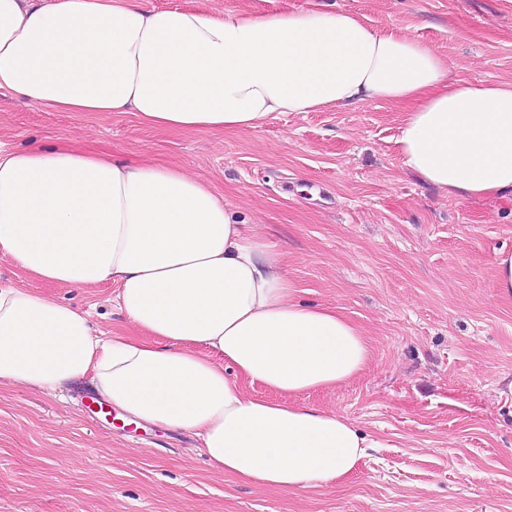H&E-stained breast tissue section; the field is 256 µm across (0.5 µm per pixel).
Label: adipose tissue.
<instances>
[{"label": "adipose tissue", "instance_id": "obj_1", "mask_svg": "<svg viewBox=\"0 0 512 512\" xmlns=\"http://www.w3.org/2000/svg\"><path fill=\"white\" fill-rule=\"evenodd\" d=\"M0 92L213 133L386 101L403 109L408 172L454 198H512V82L458 78L426 44L350 12L0 0ZM2 257L63 287L116 284L135 332L96 334L89 312L0 284V387L89 381L133 421L200 437L215 470L282 491L342 480L378 447L348 417L298 401L365 369L363 331L300 301L280 253L211 182L0 135Z\"/></svg>", "mask_w": 512, "mask_h": 512}]
</instances>
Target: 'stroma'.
I'll return each instance as SVG.
<instances>
[{
    "label": "stroma",
    "mask_w": 512,
    "mask_h": 512,
    "mask_svg": "<svg viewBox=\"0 0 512 512\" xmlns=\"http://www.w3.org/2000/svg\"><path fill=\"white\" fill-rule=\"evenodd\" d=\"M224 13L348 11L416 38L456 76L512 82V0H148ZM400 106L277 112L259 129L159 130L0 96V134L59 140L209 180L284 256L300 300L338 308L371 357L347 385L302 396L378 437L342 483L264 489L214 470L195 435L91 413L87 382L0 389V512H512V301L494 286L512 251V199H457L402 164ZM0 283L37 287L129 332L116 285L61 288L0 261Z\"/></svg>",
    "instance_id": "1"
}]
</instances>
